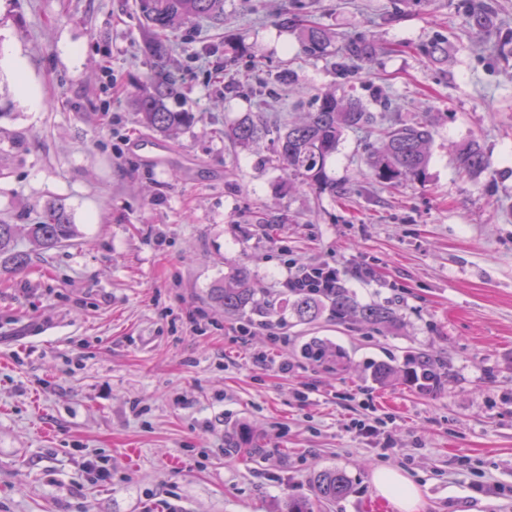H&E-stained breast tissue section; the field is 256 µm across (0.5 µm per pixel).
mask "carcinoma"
Here are the masks:
<instances>
[{"mask_svg":"<svg viewBox=\"0 0 512 512\" xmlns=\"http://www.w3.org/2000/svg\"><path fill=\"white\" fill-rule=\"evenodd\" d=\"M145 26V52L153 59L149 75L137 88L132 105L143 125L163 137L173 138L193 125L196 113L186 108L175 112L168 102L182 97V87L168 69L171 50L169 35L188 29L200 22L224 21V0H136ZM332 36L319 26L302 30V46L306 53L321 56ZM374 124L373 113L357 100L347 102L326 93L319 98L315 111L299 121H292L279 131L277 154L289 174L319 190L336 191L327 172L328 161L349 130H361ZM266 132L264 116L247 112L224 130V137L236 147L247 150ZM431 131L425 123L390 126L383 130L380 145L370 157L369 165L378 179L395 183L403 177L419 178L429 163L427 145ZM459 167L466 172L487 169V160L479 146L471 144L456 151ZM75 225L60 204L49 203L28 225L27 240L31 248L49 251L63 247L75 236ZM30 259V251L18 245V227L0 222V275L23 269ZM213 299L227 313L241 314L256 307L255 289L243 267L232 270L224 281L213 288ZM291 307L304 322H312L323 313L338 324L364 322L376 329L392 327L397 322L395 312L379 304H359L342 284L322 294L315 288H296L291 292ZM297 357L304 363L318 367L340 366L344 352L329 346L319 337H311L295 347ZM444 363L436 357L411 351L403 364L377 362L369 367L370 378L384 384L396 374L403 375L410 389L420 394L438 392L443 384ZM349 491L347 474L338 469L321 470L312 480V498L288 501L283 512H314L344 498Z\"/></svg>","mask_w":512,"mask_h":512,"instance_id":"1","label":"carcinoma"}]
</instances>
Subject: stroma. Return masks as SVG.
I'll return each instance as SVG.
<instances>
[{
	"mask_svg": "<svg viewBox=\"0 0 512 512\" xmlns=\"http://www.w3.org/2000/svg\"><path fill=\"white\" fill-rule=\"evenodd\" d=\"M477 4L492 29L469 23ZM311 22L372 54L341 74L337 49L303 51ZM439 36L441 60L424 52ZM171 59L201 115L175 139L129 105L151 66L133 0H0V221L57 203L77 229L0 276V512H277L328 468L351 488L323 512H397L379 469L416 484L419 512H512V0H224L223 25L175 36ZM278 72L289 81L255 96ZM327 92L427 123L424 177L380 183L377 135L353 131L329 164L335 191L289 177L276 131ZM248 112L269 131L242 150L224 129ZM151 139L164 166L137 149ZM471 142L483 173L457 164ZM241 265L259 305L228 315L210 293ZM319 265L396 326L300 322L285 281ZM310 336L344 365H301ZM408 350L445 363L440 391L365 378ZM371 417L386 436L352 429Z\"/></svg>",
	"mask_w": 512,
	"mask_h": 512,
	"instance_id": "stroma-1",
	"label": "stroma"
}]
</instances>
